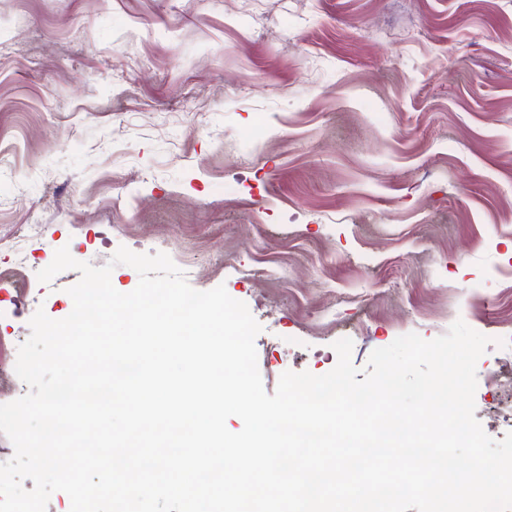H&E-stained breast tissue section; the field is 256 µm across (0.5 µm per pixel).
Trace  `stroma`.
<instances>
[{
	"label": "stroma",
	"mask_w": 512,
	"mask_h": 512,
	"mask_svg": "<svg viewBox=\"0 0 512 512\" xmlns=\"http://www.w3.org/2000/svg\"><path fill=\"white\" fill-rule=\"evenodd\" d=\"M261 325L267 393L463 320L512 335V0H0V404L37 309L119 246ZM287 267L286 278L267 275Z\"/></svg>",
	"instance_id": "1"
}]
</instances>
